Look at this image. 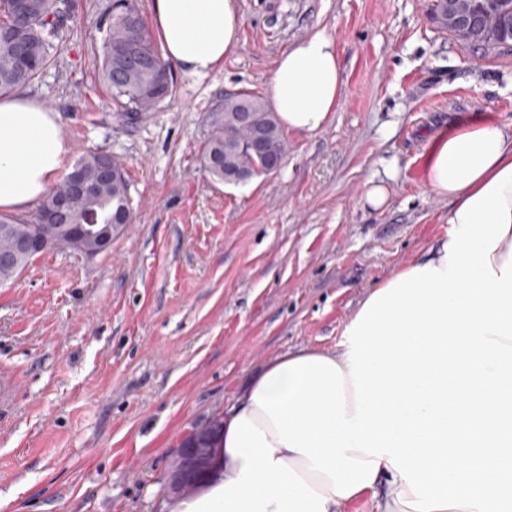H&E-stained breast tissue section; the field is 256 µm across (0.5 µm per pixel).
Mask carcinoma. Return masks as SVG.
<instances>
[{"label": "carcinoma", "instance_id": "1", "mask_svg": "<svg viewBox=\"0 0 512 512\" xmlns=\"http://www.w3.org/2000/svg\"><path fill=\"white\" fill-rule=\"evenodd\" d=\"M29 8L24 13L14 9V0H0V94L12 92L25 85L52 62L56 41L72 27L73 16L67 0H27ZM487 17L483 31L461 35L459 39L484 46L512 48V35L500 36L495 27L512 28V0H479ZM172 71V64L163 56L158 43L150 32L137 0H114L112 14L103 28L100 56V76L112 98V109L118 117L131 119L157 111L173 96L174 79L162 82L160 73ZM249 105L260 124L268 127L273 147L287 154V143L282 129L264 100L246 92L224 98L211 113V132L204 147L201 163L215 179L224 180V174L234 170L250 169L257 160L244 148L247 136L244 130L224 136L228 117ZM101 155L90 152L79 159L88 179L86 193L74 202L73 221L83 224L82 232L88 237L97 236L112 215L123 210L121 219L131 221L132 213L127 198V181L119 184L100 185L95 180ZM67 190L66 181L55 184L40 202L35 214L28 220L11 216L0 218L6 224L16 225L23 234L47 236L46 225L41 223L43 214L54 198ZM92 213L98 224L85 223V215ZM31 259L20 257V268L0 263V283L14 280ZM223 419L214 418L196 429L183 443V447L203 445L220 447Z\"/></svg>", "mask_w": 512, "mask_h": 512}]
</instances>
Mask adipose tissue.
I'll use <instances>...</instances> for the list:
<instances>
[{"label": "adipose tissue", "mask_w": 512, "mask_h": 512, "mask_svg": "<svg viewBox=\"0 0 512 512\" xmlns=\"http://www.w3.org/2000/svg\"><path fill=\"white\" fill-rule=\"evenodd\" d=\"M163 53L203 75L241 47L238 0H151ZM342 65L318 30L270 80L283 128L336 112ZM59 114L0 97V210L48 194L68 156ZM425 187L447 198L448 234L379 283L341 353L270 360L224 412L217 479L173 512H512V126L458 121L431 135Z\"/></svg>", "instance_id": "ef3b65f1"}]
</instances>
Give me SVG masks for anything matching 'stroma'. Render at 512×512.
I'll list each match as a JSON object with an SVG mask.
<instances>
[{"label":"stroma","instance_id":"obj_1","mask_svg":"<svg viewBox=\"0 0 512 512\" xmlns=\"http://www.w3.org/2000/svg\"><path fill=\"white\" fill-rule=\"evenodd\" d=\"M430 4L239 0L240 49L175 71L171 100L122 120L98 74L112 0H71L78 26L22 91L58 112L69 161H121L133 220L108 252L50 249L0 285V512H171L183 440L277 356L341 350L366 294L446 235L426 141L474 117L512 125V49L441 30ZM320 29L343 66L337 111L286 133L279 170L213 182L212 110L228 92L269 98L279 55ZM371 179L389 189L378 210Z\"/></svg>","mask_w":512,"mask_h":512}]
</instances>
